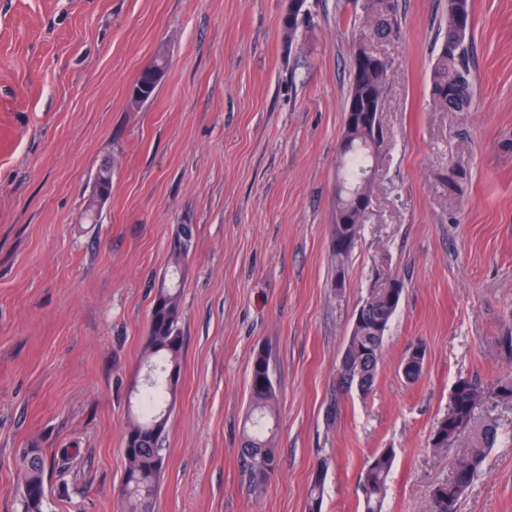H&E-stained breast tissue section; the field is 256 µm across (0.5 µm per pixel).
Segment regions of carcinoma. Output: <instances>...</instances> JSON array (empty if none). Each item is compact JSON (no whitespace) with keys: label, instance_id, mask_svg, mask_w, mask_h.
Returning a JSON list of instances; mask_svg holds the SVG:
<instances>
[{"label":"carcinoma","instance_id":"carcinoma-1","mask_svg":"<svg viewBox=\"0 0 512 512\" xmlns=\"http://www.w3.org/2000/svg\"><path fill=\"white\" fill-rule=\"evenodd\" d=\"M398 0H360V10L352 16L359 28V37L349 53V90L344 106L343 131L336 170L333 202L335 224L331 231V253L336 275H342L351 250L359 238L367 217L354 205V194H372V180L364 176L372 169L376 157L372 146L384 138L383 127L374 125V117L352 118L351 111L376 112L384 100L390 80L388 62L370 64L359 57L361 43L384 39L396 32ZM472 0H444L443 23L434 44L430 75V97L437 109L450 108L468 112L473 106ZM168 71V59L157 54L140 72L131 91V102H147ZM97 194L86 205V220L99 223L96 217L98 197L112 192V165L104 162L97 170ZM195 228L178 224L169 249V278L157 289L148 317L144 362L154 368L155 379L139 393L137 411L128 416L124 455L127 460L122 487L125 512H153L159 477L166 451L165 435L168 420L161 411L176 400V382L168 380L170 370L180 371L183 349L181 323V278L189 257ZM395 298L388 289L375 286L364 304L367 320L359 324L345 346L347 365L337 370L336 384L340 391L355 389L363 394L372 390L378 372L384 338L400 305L403 282L394 278ZM501 382L483 387L478 382L461 378L452 390L448 411L436 423L430 438L435 452L448 453L464 446L467 451L455 459L451 477L430 492L429 512H458L466 489L481 471L490 448L499 439L496 421L478 417V410L490 399H498ZM251 412L241 438L244 474L251 487H262L278 467L271 420L275 417L276 393L269 378L267 355L260 351L252 361L249 379ZM70 449L61 457L47 455L41 448H26L20 453L23 497L27 512H42L46 498L44 475L56 460L69 459ZM393 465V453L385 448L375 453L365 468L361 489L363 512H382L387 480ZM327 464L322 461L312 475L308 495V512H321Z\"/></svg>","mask_w":512,"mask_h":512}]
</instances>
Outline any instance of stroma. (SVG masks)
Returning <instances> with one entry per match:
<instances>
[{
	"instance_id": "stroma-1",
	"label": "stroma",
	"mask_w": 512,
	"mask_h": 512,
	"mask_svg": "<svg viewBox=\"0 0 512 512\" xmlns=\"http://www.w3.org/2000/svg\"><path fill=\"white\" fill-rule=\"evenodd\" d=\"M443 0H399L372 40L392 78L367 224L331 256L336 161L359 30L345 0H0V512H24L21 449L76 454L44 512H119L125 425L176 225L195 227L181 292L178 394L154 512H362L392 449L383 512H428L453 455L429 445L458 379L512 375V0H473L474 105L433 109ZM153 97L131 88L157 53ZM112 194L83 220L99 164ZM465 174L459 192L443 176ZM404 283L372 390H336L376 273ZM426 347L420 378L402 361ZM276 392L278 468L258 491L240 437L257 352ZM336 416H329V409ZM459 512H512V403ZM392 465L393 453L389 448L375 453L367 463L361 482L363 512H382ZM327 464L321 461L312 475L308 495V512H321Z\"/></svg>"
}]
</instances>
